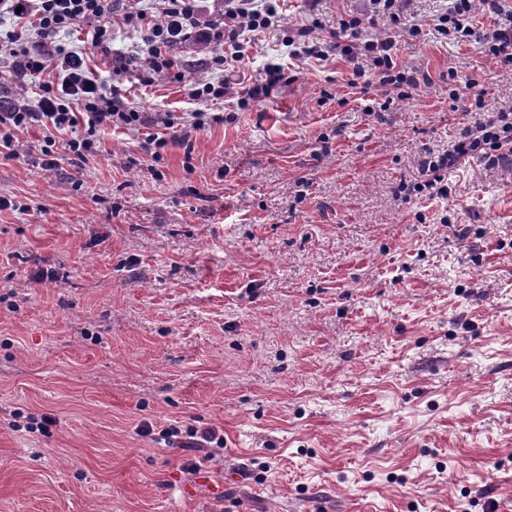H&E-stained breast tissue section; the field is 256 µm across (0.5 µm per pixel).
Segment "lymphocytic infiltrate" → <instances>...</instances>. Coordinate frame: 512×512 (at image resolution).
Instances as JSON below:
<instances>
[{
	"mask_svg": "<svg viewBox=\"0 0 512 512\" xmlns=\"http://www.w3.org/2000/svg\"><path fill=\"white\" fill-rule=\"evenodd\" d=\"M366 2L365 12L341 20L340 29L347 32V39H340L339 34L328 40L314 37L313 25L303 24L282 29L281 43L289 56L300 61L344 59L350 66L347 87L380 91L384 104L408 99L420 84L428 82V74L397 63L393 41L370 33L366 24L381 17L402 25L412 37L420 36L422 25L408 10L411 0ZM480 4L495 17L492 29L486 32L474 26ZM279 8L280 0H222L220 16L215 19L199 0H150L145 9L122 7L118 0H0V21L8 25L0 43L8 50L10 78L17 83L29 75L41 79L34 108L21 106L0 112V147L18 155L17 132L39 125L46 135L37 149L45 169L53 171L57 168L53 147L58 135H66L68 154L81 163L98 152L101 128H144L148 135L141 148L153 160H160L169 144L164 132L175 125L171 113L138 111L120 93L107 91L88 70L84 54L60 44L61 34L81 30L86 42L110 57L112 74L118 77L127 72L132 60L112 54V28L120 24L140 28L143 36L135 58L147 85L159 77L183 78L174 55L178 44L192 39L213 47V55L204 61L211 77L189 83V95L201 107L183 127L188 132L199 131L224 120L223 113L208 111L209 103L231 97L239 109L246 110L288 84L284 67L272 59L244 88L238 87L233 70L234 63L244 56L249 34L279 27ZM434 26L443 37L476 43L501 65L512 68V5L505 0H448ZM465 157L480 159L491 169L512 162V106L486 113L460 134L448 153L429 158L425 164L428 177L417 184V192L430 195L439 191L445 171Z\"/></svg>",
	"mask_w": 512,
	"mask_h": 512,
	"instance_id": "f902f5d3",
	"label": "lymphocytic infiltrate"
}]
</instances>
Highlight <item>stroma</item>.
Wrapping results in <instances>:
<instances>
[{
    "label": "stroma",
    "instance_id": "stroma-1",
    "mask_svg": "<svg viewBox=\"0 0 512 512\" xmlns=\"http://www.w3.org/2000/svg\"><path fill=\"white\" fill-rule=\"evenodd\" d=\"M388 33L428 71L366 111L348 65L311 64L264 103L128 166L141 133L59 166L0 153V512H512V165L429 154L476 112L448 73L512 106V69L430 27ZM364 0H288L323 34ZM143 112L187 88L113 77ZM53 414L49 433L16 416ZM153 431L143 436L141 424ZM216 429L199 473L181 445ZM458 79L457 73L453 71H449L448 73V99H450L453 103L465 102L472 100L471 96L474 99L475 105L478 108L485 107V101L483 98V94L477 93L474 89H476L478 85V81L472 77H466L464 81V87L469 90L466 92L462 87ZM473 93L470 95V93ZM469 93V94H467Z\"/></svg>",
    "mask_w": 512,
    "mask_h": 512
}]
</instances>
